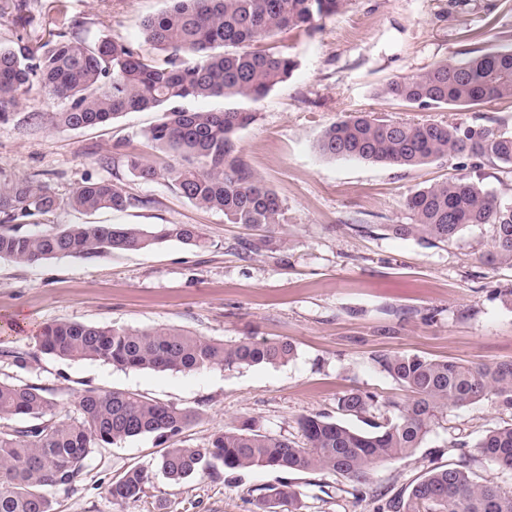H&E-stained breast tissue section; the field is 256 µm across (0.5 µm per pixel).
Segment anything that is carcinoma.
I'll return each instance as SVG.
<instances>
[{
    "label": "carcinoma",
    "mask_w": 512,
    "mask_h": 512,
    "mask_svg": "<svg viewBox=\"0 0 512 512\" xmlns=\"http://www.w3.org/2000/svg\"><path fill=\"white\" fill-rule=\"evenodd\" d=\"M345 0H166L142 22L145 54L132 41L104 36L89 42L74 32L64 10L44 41L0 44V121L8 120L22 94L38 83L56 104L32 119L72 130L105 125L127 112L153 110L158 122L145 138L173 163L160 169L146 157L127 154L128 174L143 182L163 178L194 205L224 214L229 224L274 232L282 213L278 195L246 165L237 134L255 121L241 110L196 111L185 103L200 98L258 102L290 77L293 58L273 46L279 33L314 29V21L338 12ZM461 61H440L394 79L383 93L420 109H469L512 101V44L475 46ZM321 155L413 167L445 156H467L512 167V131L499 127L404 122L370 113L336 120L320 136ZM138 199L122 178L87 180L69 197L84 212L122 211ZM58 199L44 181L0 180V259L35 265L57 257L93 260L105 254L141 251L176 240L202 247L195 224H71L61 230L23 231L19 224L56 210ZM414 223L392 226L395 234L448 243L462 231L489 225L483 261L512 264V200H504L467 176L437 181L409 195ZM92 360L130 370L197 372L213 366L276 364L294 356L286 341L233 342L206 339L173 328H108L80 322L46 324L38 353ZM38 353L5 351L25 370ZM377 363L411 397L394 403L393 417L369 430L321 415L299 419L303 441L260 432L246 422L218 428L204 447L169 446L193 421L194 412L112 390H86L63 415L53 393L35 384L0 381V512H52V494L77 483L94 449L151 434L163 446L155 466H135L114 480L111 499L140 497L162 474L180 483L200 474L219 477L264 467L284 473L326 470L360 486L374 465L402 458L421 447L444 413L482 400L512 410V360L468 365L418 355L381 356ZM375 396L351 390L341 411L362 415ZM462 457L422 475L402 501L403 512H512V489L473 471L478 458L512 473V424L494 428ZM300 492L284 482L257 503L259 512L293 506Z\"/></svg>",
    "instance_id": "cac0c4a2"
}]
</instances>
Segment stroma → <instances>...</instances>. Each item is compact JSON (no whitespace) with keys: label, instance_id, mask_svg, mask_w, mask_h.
I'll list each match as a JSON object with an SVG mask.
<instances>
[{"label":"stroma","instance_id":"1","mask_svg":"<svg viewBox=\"0 0 512 512\" xmlns=\"http://www.w3.org/2000/svg\"><path fill=\"white\" fill-rule=\"evenodd\" d=\"M82 37L134 40L162 0H0V42L40 38L59 18L58 4ZM484 28V44L512 41V0H347L316 20L312 32L279 34L276 46L297 63L288 80L251 104L256 120L238 134L244 162L279 196L281 226L264 233L229 224L195 206L167 180L124 177L136 206L86 214L67 200L85 180L108 179L123 156H164L144 138L158 115L130 112L103 127L71 130L32 120L53 104L40 86L21 96L0 122V178L40 175L60 200L41 227L68 224H195L208 245L177 241L94 260L58 257L37 265L0 259V378L52 390L66 412L79 392L124 390L196 411L180 436L203 447L225 424L297 441L298 420L322 415L354 428L391 415L406 389L377 363L386 354H417L466 363L512 360V266L484 264L491 229L466 230L432 245L392 232L412 223L405 205L417 189L466 174L505 200L512 171L447 156L417 167L328 158L317 141L346 113L393 120H431L512 129V103L464 110H409L381 89L433 63L464 57L467 30ZM76 321L130 329L176 328L205 338L282 340L294 357L274 365L195 373L126 371L101 362L40 355L23 371L6 350H35L45 324ZM360 389L377 404L362 416L343 414L339 398ZM512 423V410L488 401L452 408L411 455L376 465L365 489L328 471L285 474L253 468L174 484L157 477L139 499L113 503L112 481L134 466L156 464L162 448L146 434L95 449L75 489L53 495L54 512H255L269 488L288 482L301 493L297 512H390L433 467L474 451L487 430Z\"/></svg>","mask_w":512,"mask_h":512}]
</instances>
